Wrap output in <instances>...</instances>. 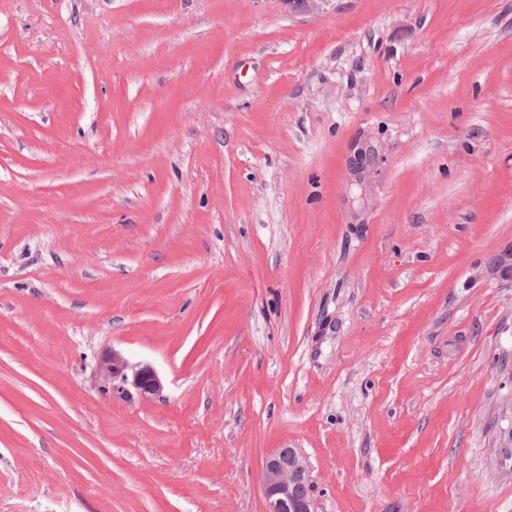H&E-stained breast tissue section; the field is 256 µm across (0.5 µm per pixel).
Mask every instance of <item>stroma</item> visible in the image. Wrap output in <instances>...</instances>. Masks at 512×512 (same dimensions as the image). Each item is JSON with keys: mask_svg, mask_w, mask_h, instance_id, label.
<instances>
[{"mask_svg": "<svg viewBox=\"0 0 512 512\" xmlns=\"http://www.w3.org/2000/svg\"><path fill=\"white\" fill-rule=\"evenodd\" d=\"M508 240L512 0H0V512H512ZM482 277L512 288V241L501 246L480 271ZM97 375L103 390L114 400L131 402L135 398L162 397L163 384L151 365L132 363L114 350L101 358ZM307 462L293 448L275 450L263 465L261 487L268 512H316Z\"/></svg>", "mask_w": 512, "mask_h": 512, "instance_id": "obj_1", "label": "stroma"}]
</instances>
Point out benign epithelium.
Instances as JSON below:
<instances>
[{
    "mask_svg": "<svg viewBox=\"0 0 512 512\" xmlns=\"http://www.w3.org/2000/svg\"><path fill=\"white\" fill-rule=\"evenodd\" d=\"M329 0H280L288 11L319 15ZM480 275L512 288V241L501 246L485 263ZM101 387L112 399L131 402L162 397L163 384L149 364L133 363L116 351L97 366ZM307 462L292 448L275 450L263 465L261 487L268 512H316L309 491Z\"/></svg>",
    "mask_w": 512,
    "mask_h": 512,
    "instance_id": "7a95c632",
    "label": "benign epithelium"
}]
</instances>
